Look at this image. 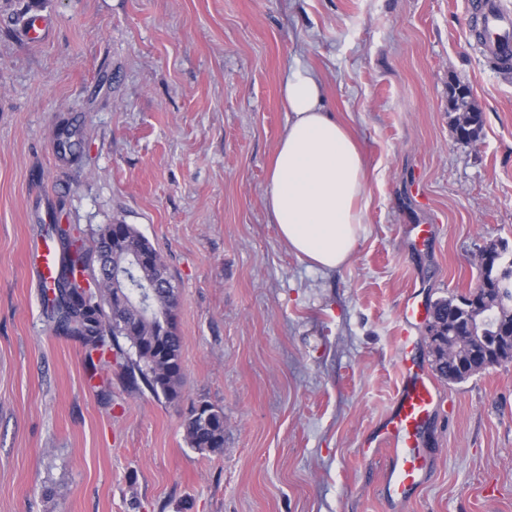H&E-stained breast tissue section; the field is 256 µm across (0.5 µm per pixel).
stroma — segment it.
<instances>
[{
    "label": "stroma",
    "mask_w": 512,
    "mask_h": 512,
    "mask_svg": "<svg viewBox=\"0 0 512 512\" xmlns=\"http://www.w3.org/2000/svg\"><path fill=\"white\" fill-rule=\"evenodd\" d=\"M35 15L48 39H26ZM470 21L468 0H0V512H391L360 445L395 399L402 303L467 292L473 254L512 243V71ZM298 60L368 170V222L329 272L265 207ZM458 82L484 119L469 145ZM67 120L75 162L55 151ZM50 213L135 225L163 255L180 400L54 331L28 265L61 246ZM439 388L407 512H512V363ZM199 400L224 412L221 455L187 441Z\"/></svg>",
    "instance_id": "35a3bbf8"
}]
</instances>
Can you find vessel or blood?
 I'll return each instance as SVG.
<instances>
[{"mask_svg": "<svg viewBox=\"0 0 512 512\" xmlns=\"http://www.w3.org/2000/svg\"><path fill=\"white\" fill-rule=\"evenodd\" d=\"M468 9L479 23L489 55L512 65V12L501 8L497 0H469ZM30 260L40 279L49 281L57 266L56 255L44 246L32 251ZM421 315V309L410 304L401 310L397 341L402 380L393 411L374 439L375 450L384 453V484L396 512H405L412 491L423 483L430 468L420 446V432L441 404L434 379L411 356L415 340L410 327Z\"/></svg>", "mask_w": 512, "mask_h": 512, "instance_id": "vessel-or-blood-1", "label": "vessel or blood"}]
</instances>
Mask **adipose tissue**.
I'll return each instance as SVG.
<instances>
[{
	"label": "adipose tissue",
	"instance_id": "adipose-tissue-1",
	"mask_svg": "<svg viewBox=\"0 0 512 512\" xmlns=\"http://www.w3.org/2000/svg\"><path fill=\"white\" fill-rule=\"evenodd\" d=\"M282 102L288 123L269 170L265 203L282 241L311 268L349 262L367 222V171L346 124L324 105L316 73L296 64Z\"/></svg>",
	"mask_w": 512,
	"mask_h": 512
}]
</instances>
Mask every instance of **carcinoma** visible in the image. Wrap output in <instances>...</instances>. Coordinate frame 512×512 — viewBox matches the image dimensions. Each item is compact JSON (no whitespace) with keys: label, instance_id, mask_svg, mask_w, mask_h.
Returning <instances> with one entry per match:
<instances>
[{"label":"carcinoma","instance_id":"obj_1","mask_svg":"<svg viewBox=\"0 0 512 512\" xmlns=\"http://www.w3.org/2000/svg\"><path fill=\"white\" fill-rule=\"evenodd\" d=\"M469 86L453 87L454 107L464 109L456 119L455 130L463 143L479 138L483 128L482 113L468 101ZM80 127L68 125L57 139L58 154L75 158L82 151ZM63 247V264L53 281L52 307L56 328L79 338L101 355L115 351L126 359L125 370L132 381L140 380L155 395L171 402L182 396V338L178 328V296L171 288L172 277L167 264L154 245L132 224L118 229L105 224L98 227L94 246L88 250L74 228L54 225ZM120 235L119 249L112 245V234ZM486 256L478 265L479 284L486 292L477 296L471 290L434 301L435 319L429 324V343L433 364L441 365L438 376L450 383H462L485 371L482 352L450 360L445 357L448 337L468 336L472 321L492 314L485 324L487 346L502 347L498 364L512 363V343L505 332L512 326V248L504 240L484 246ZM89 276L100 284L99 293H86L76 276ZM156 291L154 308L145 311L140 303L146 289ZM129 350H124L123 344ZM201 409L191 406L184 420L191 447L201 453L224 451V412L200 400Z\"/></svg>","mask_w":512,"mask_h":512}]
</instances>
